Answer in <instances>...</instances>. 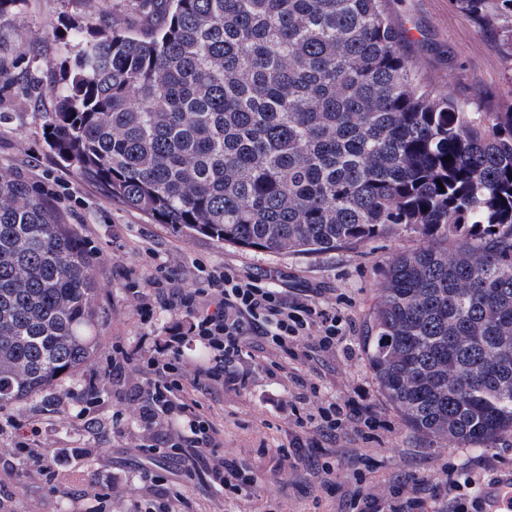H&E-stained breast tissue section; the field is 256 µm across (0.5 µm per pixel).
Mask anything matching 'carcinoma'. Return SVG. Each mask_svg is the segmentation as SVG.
Returning a JSON list of instances; mask_svg holds the SVG:
<instances>
[{"instance_id": "obj_1", "label": "carcinoma", "mask_w": 512, "mask_h": 512, "mask_svg": "<svg viewBox=\"0 0 512 512\" xmlns=\"http://www.w3.org/2000/svg\"><path fill=\"white\" fill-rule=\"evenodd\" d=\"M512 59V0H453ZM140 32L75 30L47 138L106 197L266 252L424 244L384 270L368 365L408 426L512 436V102L430 89L388 0H141ZM443 186H438V183ZM83 243L0 172V407L93 353Z\"/></svg>"}]
</instances>
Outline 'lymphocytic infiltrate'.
<instances>
[{
    "instance_id": "f902f5d3",
    "label": "lymphocytic infiltrate",
    "mask_w": 512,
    "mask_h": 512,
    "mask_svg": "<svg viewBox=\"0 0 512 512\" xmlns=\"http://www.w3.org/2000/svg\"><path fill=\"white\" fill-rule=\"evenodd\" d=\"M131 288L142 312L162 306L180 311L190 321L189 332L174 334L164 344L150 345L145 351L113 344L109 375H122L129 365L145 362L148 380L135 394L143 425L149 428L160 417H176L178 430L164 437L171 454L201 465L216 488L236 495L246 492L255 475L220 456L223 433L204 411L198 392L245 387L250 373L239 362L256 352L283 374L291 364L335 354L346 342L344 314L321 304L318 289L292 298L287 289L274 287L262 277L225 267L203 269L200 279L194 281L159 267ZM192 345L206 351L201 363H191L188 358ZM317 393L314 385L303 386L297 393L286 418L292 446L275 449L276 462L305 463V450L316 445L318 437H336L358 421L374 426L372 417L355 419L354 405L346 402H325L314 415L301 412V405ZM490 468L489 461L482 460L474 468L445 472L441 487L451 498V512H470L475 507L484 485L477 472ZM424 492L419 479L397 482L382 496L361 484L351 492L347 512H429Z\"/></svg>"
}]
</instances>
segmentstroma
Segmentation results:
<instances>
[{
  "label": "stroma",
  "mask_w": 512,
  "mask_h": 512,
  "mask_svg": "<svg viewBox=\"0 0 512 512\" xmlns=\"http://www.w3.org/2000/svg\"><path fill=\"white\" fill-rule=\"evenodd\" d=\"M390 12L433 90L452 87L473 97H512V61L500 51L495 30L476 24L451 0H390ZM89 16L102 31L162 22L160 16L143 13L139 0H19L0 16V170L35 188L67 180L77 201L60 206V214L72 232L105 255L92 266L98 350L73 373L0 411V512H91L96 493L106 491L112 494V512H134L145 497L143 477L148 473L163 478L156 494L181 493L188 512H345L343 492L353 486L357 469H364L367 486L384 495L395 482L414 476L434 484L444 468L484 456V449L452 448L447 441L409 429L378 386L363 350V324L380 294L383 271L396 255L422 246L418 233L408 229L315 253L241 248L154 223L140 210L108 199L59 160L45 135L48 116L56 109L49 77L52 66L78 53L72 29ZM145 239L160 263L180 276H190L200 264L268 275L292 295L323 289V302L345 314L354 356L339 352L298 371L300 379L319 389L309 412L327 400H350L370 406L376 421L368 434L325 441L332 486H323L303 468H275L268 451L289 445L284 418L297 387L271 375L268 363L260 360L254 361V379L245 390L217 388L200 396L224 432L225 459L257 477L246 493L219 492L202 474H189L181 458L161 451L165 433L177 424L163 419L148 430L140 423L132 394L145 383V375L134 367L119 380L105 374L113 343L132 348L145 336L161 342L175 328L189 326L188 318L166 308L157 309L150 321L141 319L126 284L131 270L146 267L135 253ZM91 377L97 380V392L89 397L82 387ZM12 417L38 420L41 432L34 445L46 462H54L60 452L70 453L54 481L16 452L17 433L8 423Z\"/></svg>",
  "instance_id": "stroma-1"
}]
</instances>
